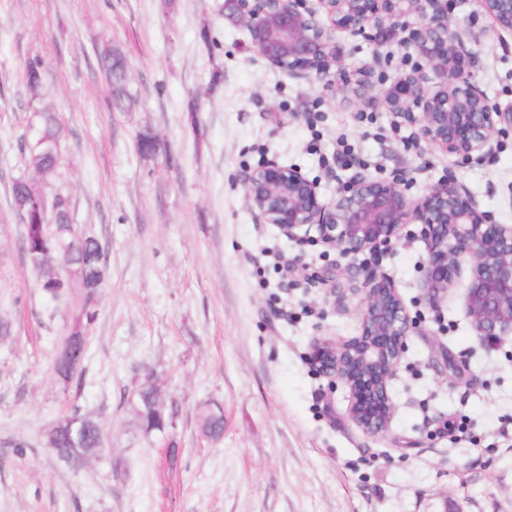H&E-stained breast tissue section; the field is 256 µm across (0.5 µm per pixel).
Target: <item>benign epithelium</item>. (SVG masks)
Listing matches in <instances>:
<instances>
[{
	"mask_svg": "<svg viewBox=\"0 0 512 512\" xmlns=\"http://www.w3.org/2000/svg\"><path fill=\"white\" fill-rule=\"evenodd\" d=\"M251 45L288 75L318 79L335 95L362 99L366 75L330 74L336 36L380 42L398 27L403 43L426 67L403 73L383 91L382 103L419 125L421 139L459 164L489 157L494 135L512 127V106L491 103L470 80L473 57L448 19L446 0H231ZM492 28L512 32V0H480ZM249 208L290 240L316 232L345 258L377 252L398 239L406 224L422 225L424 289L437 305L464 265L471 271L465 307L483 342L512 335V225L493 224L455 178L438 182L417 200L404 175L390 180L354 174L323 199L301 170L271 158L243 175ZM361 326L342 343L314 341L308 360L349 392V417L363 432L384 433L393 414L389 383L397 373L412 324L391 280L375 267H359Z\"/></svg>",
	"mask_w": 512,
	"mask_h": 512,
	"instance_id": "1",
	"label": "benign epithelium"
}]
</instances>
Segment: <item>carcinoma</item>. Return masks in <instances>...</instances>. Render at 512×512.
<instances>
[{"instance_id":"1","label":"carcinoma","mask_w":512,"mask_h":512,"mask_svg":"<svg viewBox=\"0 0 512 512\" xmlns=\"http://www.w3.org/2000/svg\"><path fill=\"white\" fill-rule=\"evenodd\" d=\"M98 66L111 85L115 105L125 107L132 102L128 93L127 66L123 56L104 47L98 55ZM43 59L34 55L27 59L24 69L26 86L35 92L42 82ZM38 128L45 148L27 150V166L47 185L58 176L60 141L56 114L37 111ZM11 204L23 226L24 254L37 275V284L43 296L58 304L68 297V290L60 289L67 280L66 269H71L84 290V306L70 333L64 339L54 359V373L64 389L81 391L83 380L79 370L85 357L88 326L94 321L93 304L106 281L104 249L100 241L83 235L71 224V197L67 188L58 185L53 191L39 190L35 182L19 177L11 188ZM200 430L210 439L219 438L224 431V418L200 416ZM103 444L99 422L90 419L80 406L75 405L62 421L47 435V445L55 454L73 467L85 463L94 455L92 449Z\"/></svg>"}]
</instances>
